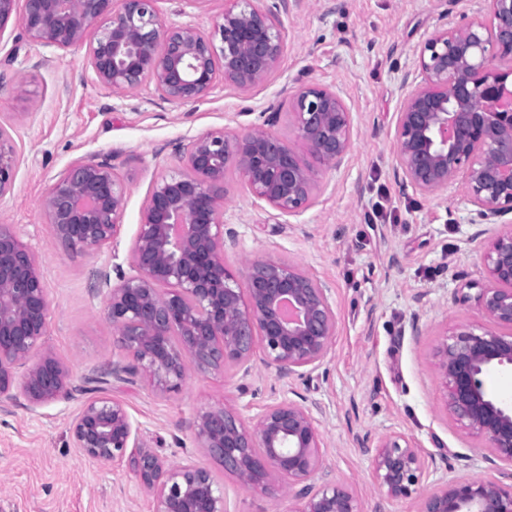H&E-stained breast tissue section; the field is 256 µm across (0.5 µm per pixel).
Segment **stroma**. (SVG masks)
<instances>
[{
    "label": "stroma",
    "mask_w": 512,
    "mask_h": 512,
    "mask_svg": "<svg viewBox=\"0 0 512 512\" xmlns=\"http://www.w3.org/2000/svg\"><path fill=\"white\" fill-rule=\"evenodd\" d=\"M224 0H162L169 21L207 32ZM485 0H303L284 19L287 48L276 73L243 93L218 86L203 102L181 107L150 91L126 96L103 89L86 47L59 50L27 40L10 27L0 35V125L14 127L19 164L13 190L0 197V221L13 224L37 252L51 305L40 349L71 373L72 399L29 412L24 396L0 407V506L6 512H154L126 464L86 460L70 442V422L83 403L107 393L122 400L162 455L189 457L225 488L230 512H290L291 501L241 489L206 449L189 422L205 408L229 404L243 417L257 404L238 397L234 381L187 366L182 386L156 394L141 377L122 383L100 372L123 354L93 289L98 268L128 264L141 212L154 181L180 170L174 148L205 131L243 134L272 120V130L304 152L279 106L285 91L316 81L339 91L351 109L354 135L344 164L321 178L317 204L287 219L257 206L242 186L224 203L240 233L226 264L248 258L292 261L331 286L336 335L325 365L283 387L256 363L259 401L280 394L322 402L323 460L362 512H377L381 493L364 436L390 431L414 438L438 470L425 488L494 474L481 438L449 418L433 349L446 329L479 319L474 285L484 283L471 211L457 188L430 197L403 196L394 175L393 137L404 73L416 46L440 25L486 17ZM109 162L128 185L117 244L95 256L66 251L41 207L42 197L74 162ZM386 219L367 223L375 207Z\"/></svg>",
    "instance_id": "stroma-1"
}]
</instances>
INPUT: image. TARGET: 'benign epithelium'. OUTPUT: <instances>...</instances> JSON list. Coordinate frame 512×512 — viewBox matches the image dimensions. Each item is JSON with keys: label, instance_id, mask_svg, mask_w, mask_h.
<instances>
[{"label": "benign epithelium", "instance_id": "obj_1", "mask_svg": "<svg viewBox=\"0 0 512 512\" xmlns=\"http://www.w3.org/2000/svg\"><path fill=\"white\" fill-rule=\"evenodd\" d=\"M161 0H0V33L18 25L35 44L69 50L88 45L97 82L114 94L153 88L176 105L205 100L218 81L248 92L278 68L287 34L283 16L302 0H224L213 31L169 23ZM489 21L469 19L436 29L414 50L394 128L395 173L402 190L434 195L457 184L484 224L486 282L475 297L483 322L443 334L434 349L448 414L483 439L501 464L499 477L456 480L421 495L418 512H512V404L489 395L481 376L512 369V0H485ZM508 62L492 67L489 58ZM288 119L305 159L258 125L245 134L224 127L183 148L184 168L154 183L129 253L131 273L117 282L98 273L104 314L129 362L112 377L139 375L165 395L179 391L185 366L205 373L235 369L247 377L256 347L264 365L290 382L327 358L336 334L330 288L298 265L269 256L239 270L224 264L238 232L224 221L230 176L282 216L297 217L316 198L321 176L348 155L353 115L319 83L288 92ZM18 145L0 125V198L14 186ZM127 186L112 166L72 164L47 188L42 209L56 238L84 255L118 241ZM50 302L32 246L0 224V405L18 389L32 412L71 397L69 370L54 356H31L46 336ZM194 440L246 490L293 498L290 512H360L347 489L323 473L324 439L312 409L282 395L246 419L209 407L191 423ZM74 447L93 463L124 462L156 512H229L224 488L190 462L174 464L160 442L110 396L86 401L71 427ZM371 464L391 504L419 493L436 465L411 438H378Z\"/></svg>", "mask_w": 512, "mask_h": 512}]
</instances>
